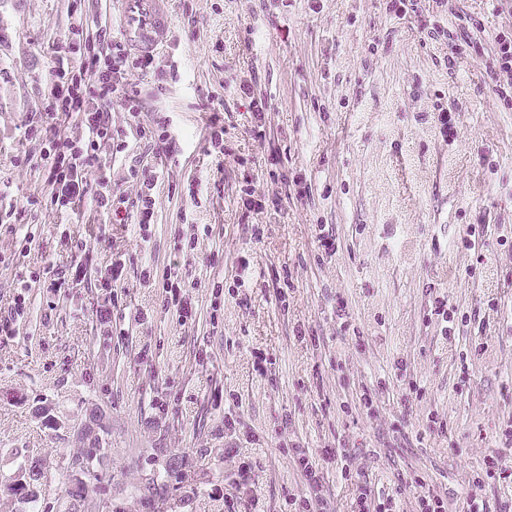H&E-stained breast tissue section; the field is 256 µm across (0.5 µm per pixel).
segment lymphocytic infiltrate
Listing matches in <instances>:
<instances>
[{
  "label": "lymphocytic infiltrate",
  "instance_id": "obj_1",
  "mask_svg": "<svg viewBox=\"0 0 512 512\" xmlns=\"http://www.w3.org/2000/svg\"><path fill=\"white\" fill-rule=\"evenodd\" d=\"M70 53L81 58L82 73L73 75L70 68L58 66L53 80V115L74 116L81 134L61 136L52 124L35 126L34 132L52 146L47 156V180L57 207L70 208L77 199L89 198L97 211L120 217L121 206L112 196L111 179L104 173L100 147L112 138V112L107 103L118 98L128 111L141 107L137 90L129 82L131 70L148 73L154 67L152 55H131L119 42L70 44ZM97 173L89 182V173Z\"/></svg>",
  "mask_w": 512,
  "mask_h": 512
}]
</instances>
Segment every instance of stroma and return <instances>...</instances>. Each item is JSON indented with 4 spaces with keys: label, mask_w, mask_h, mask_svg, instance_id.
<instances>
[{
    "label": "stroma",
    "mask_w": 512,
    "mask_h": 512,
    "mask_svg": "<svg viewBox=\"0 0 512 512\" xmlns=\"http://www.w3.org/2000/svg\"><path fill=\"white\" fill-rule=\"evenodd\" d=\"M163 6L170 40L132 78L141 110L111 105L101 151L127 207L110 224L84 202L57 209L49 144L27 129L49 110L70 28L117 41L119 13L0 0V319L26 298L16 335H0V481L49 464L41 512H66L74 428L95 411L103 450L79 512H224L217 486L238 512H295L299 450L320 476L309 512H359L363 492L393 512H418L426 492L464 512L477 489L512 512V475L476 486L490 456L512 459V96L489 75L512 0H414L403 17L387 0ZM437 26L449 39L430 38ZM253 98L268 106L262 143ZM212 108L220 153L204 137ZM161 117L179 153L160 149ZM151 176L145 244L134 201ZM249 186L262 211L243 209ZM168 277L188 317L165 308ZM234 443L252 465L244 495L228 482Z\"/></svg>",
    "instance_id": "1"
}]
</instances>
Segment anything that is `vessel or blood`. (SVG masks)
<instances>
[{
    "label": "vessel or blood",
    "instance_id": "obj_1",
    "mask_svg": "<svg viewBox=\"0 0 512 512\" xmlns=\"http://www.w3.org/2000/svg\"><path fill=\"white\" fill-rule=\"evenodd\" d=\"M121 31L137 52H150L170 37V21L162 0H120Z\"/></svg>",
    "mask_w": 512,
    "mask_h": 512
}]
</instances>
